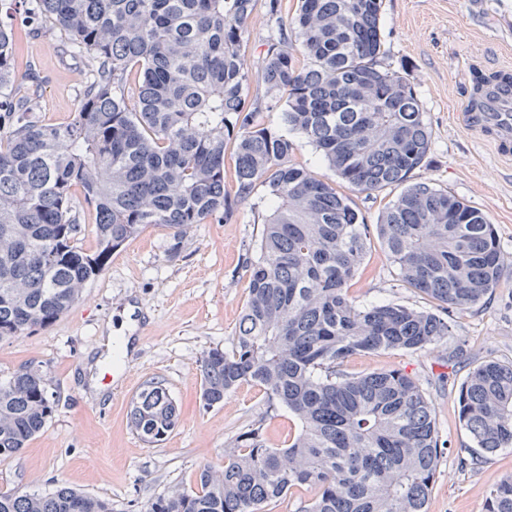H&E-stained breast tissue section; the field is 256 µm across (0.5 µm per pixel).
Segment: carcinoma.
Returning a JSON list of instances; mask_svg holds the SVG:
<instances>
[{
    "label": "carcinoma",
    "instance_id": "obj_1",
    "mask_svg": "<svg viewBox=\"0 0 512 512\" xmlns=\"http://www.w3.org/2000/svg\"><path fill=\"white\" fill-rule=\"evenodd\" d=\"M28 2L21 21L50 18L66 35L61 52L85 70L69 120L39 123L31 101L12 102L15 19L0 21V109L16 113L0 132V339L65 315L112 253L148 227L171 230L176 254L193 225L229 221L262 183L249 297L231 348L200 359L201 401L211 408L245 383L259 386L298 433L273 448L262 424L251 425L222 466L200 465L193 487L144 512H260L299 488L313 491L299 512H427L445 450L430 400L402 369L356 375L342 366L354 355L425 350L451 326L395 302L360 305L351 282L374 235L401 282L463 311L499 286L504 256L494 225L464 199L409 182L431 134L410 83L382 66V0H300L290 17L282 0H266L276 29L255 71L241 45L257 0ZM281 102L284 123L333 176L293 161V142L262 120ZM230 143L233 197L224 188ZM338 179L368 197L400 192L371 226ZM78 194L95 215L93 251L79 242ZM458 406L472 453L512 447V364L476 366ZM55 412L40 366L0 379V461L20 456ZM178 417L159 379L130 401L131 428L148 445L167 440ZM0 512H112V502L62 483L0 490ZM486 512H512L511 477L490 492Z\"/></svg>",
    "mask_w": 512,
    "mask_h": 512
}]
</instances>
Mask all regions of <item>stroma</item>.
I'll return each mask as SVG.
<instances>
[{"mask_svg":"<svg viewBox=\"0 0 512 512\" xmlns=\"http://www.w3.org/2000/svg\"><path fill=\"white\" fill-rule=\"evenodd\" d=\"M384 62L414 88L431 130L427 161L412 182H433L464 198L494 224L505 266L501 283L471 308L450 315L452 332L438 346L406 353L382 350L343 364L349 373L405 370L431 401L448 452L432 487L428 512H485L491 488L512 476V448L472 458L459 420L458 394L472 369L488 360L512 364V161L467 130L460 112L475 73L512 65V0H383ZM15 85L34 94L43 123L65 122L79 104L84 63L61 56L64 35L51 22L17 31ZM262 232L250 203L223 224L194 225L177 257L169 230L146 229L113 253L102 275L54 324L0 340V377L24 363L39 364L57 411L23 454L0 462V490L44 492L63 482L112 502V512H143L151 499L193 486L200 464L222 463L241 430L262 423L269 444H287L297 431L286 410L269 411L258 387L244 384L222 406L200 402L201 356L230 349L248 300L245 266ZM358 303L379 300L428 309L430 299L400 282L378 241H371L351 286ZM134 306L133 353H125L121 311ZM112 356L94 375L85 365L104 331ZM165 382L181 408L162 444H144L130 428L131 398L143 383Z\"/></svg>","mask_w":512,"mask_h":512,"instance_id":"35a3bbf8","label":"stroma"}]
</instances>
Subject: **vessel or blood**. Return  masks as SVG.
<instances>
[{"label": "vessel or blood", "instance_id": "b4317fda", "mask_svg": "<svg viewBox=\"0 0 512 512\" xmlns=\"http://www.w3.org/2000/svg\"><path fill=\"white\" fill-rule=\"evenodd\" d=\"M497 75L494 92L480 104L466 102L462 119L500 158L508 160L512 158V69L500 68Z\"/></svg>", "mask_w": 512, "mask_h": 512}]
</instances>
